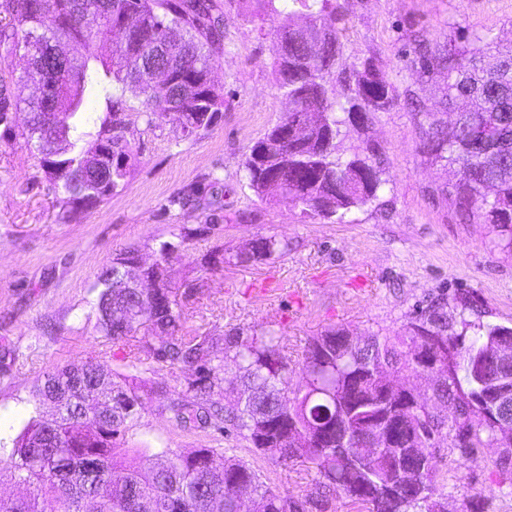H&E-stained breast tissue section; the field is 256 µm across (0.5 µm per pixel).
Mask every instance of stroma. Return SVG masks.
<instances>
[{
  "mask_svg": "<svg viewBox=\"0 0 512 512\" xmlns=\"http://www.w3.org/2000/svg\"><path fill=\"white\" fill-rule=\"evenodd\" d=\"M224 53L213 65L224 110L204 135L175 140L172 125L151 130L133 120L127 138L138 164L126 188L61 217L60 195L23 149L0 153V439L11 441L38 401L44 372L96 357L108 371L124 368L125 349L101 336L95 284L113 257L128 250L153 261L161 242L185 234L170 262L186 328L215 337L274 330L293 361L311 337L342 327L358 336H392L413 311L438 298L473 293L482 322L512 326V250L495 225L464 221L454 205L453 167L430 165L408 95L435 106L444 74L413 66L415 35L460 47L474 36L512 48V0H344L343 57L333 81L344 96L356 70L385 71L398 98L367 130L346 125L339 149L351 157L379 148L389 181L381 204L357 211L350 224L304 216L287 200H259L246 184L248 148L286 112L273 65L276 18L246 21L243 0H218ZM214 191L186 205L178 197L205 179ZM287 240L267 263L239 257L260 237ZM132 444L189 452L232 448L279 491L296 495L317 476L301 464L256 455L233 432L172 424L148 403L129 433ZM492 451L458 464L438 452L450 473L451 507L512 512V488L500 485Z\"/></svg>",
  "mask_w": 512,
  "mask_h": 512,
  "instance_id": "1",
  "label": "stroma"
}]
</instances>
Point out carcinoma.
<instances>
[{"label":"carcinoma","mask_w":512,"mask_h":512,"mask_svg":"<svg viewBox=\"0 0 512 512\" xmlns=\"http://www.w3.org/2000/svg\"><path fill=\"white\" fill-rule=\"evenodd\" d=\"M99 0H0V48H24L30 66L50 56L54 43L69 46L75 74H55L44 96L29 101L30 116L15 133L14 113L22 98L0 81V140L37 158L45 178L64 194L67 207L84 199L102 202L122 191L136 154L127 140L110 136L118 122L136 117L149 128L174 124L175 135L208 132L224 110V92L210 78L214 59L224 53V14L216 0H106L98 23L88 29L73 21ZM252 21L284 17L272 44L278 88L295 100L245 155L248 187L261 200L290 199L308 216L339 224L384 196L388 180L378 149L373 158L338 153L337 139L348 123L364 126L377 112L393 106L397 94L384 72L368 64L357 73L344 99L330 82L343 55L338 24L345 21L340 0H250ZM134 18L137 33L122 45L108 39L113 28ZM334 33V41L315 50V29ZM421 67L448 75L440 109L415 100L421 152L433 164L454 166L459 175L455 206L464 220L477 216L495 224L512 246V51L495 39L477 36L470 47L450 50L417 40ZM167 68V82L152 79V68ZM463 105H458L457 101ZM60 114L55 126L44 120L45 103ZM453 112L449 126L440 114ZM310 120L305 140L278 137L300 117ZM57 136L68 150L50 154ZM185 242L164 241L160 259L149 269L155 288L137 287L130 273L138 255L130 250L112 261L95 284L97 329L114 343L129 344L145 328L160 343L137 344L126 367L132 373H107L88 358L79 366L48 370L38 384L37 411L12 439V476L27 487L20 496L0 495V512H237V488H250L253 512H294L292 506L327 505V492L341 489L352 512H448L438 494L443 481L435 449L446 442L448 456L469 460L498 442L488 402L496 371L492 355L509 327L471 321L470 295H457L458 318L441 303L408 317L395 336L374 335L361 348L347 342V330L330 328L313 337L301 363L302 380L291 382L293 368L270 332L247 341L186 333V316L171 286L169 260ZM288 252V242L261 237L244 253V262H265ZM473 333L465 341L467 333ZM423 346L441 343L454 372L437 383L433 396L459 410L448 422L429 419L407 402V393L389 395L373 375L376 365L424 374L413 358L415 337ZM182 364L192 370L183 393H159L161 409L177 426L232 428L255 452L282 462L301 461L317 476L301 498L282 494L262 480L250 463L215 448L177 453L139 448L129 455L127 434L144 410L129 380L145 372L146 361ZM238 369L237 385L224 387L229 365ZM224 405H210L213 394ZM388 430L394 441L378 450L364 447L361 434ZM419 474L403 485L398 470Z\"/></svg>","instance_id":"1"}]
</instances>
